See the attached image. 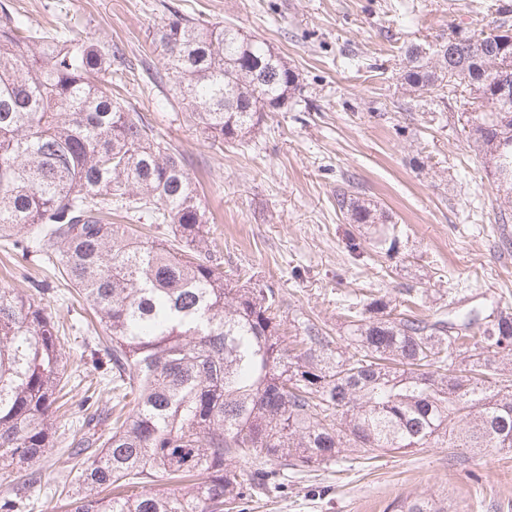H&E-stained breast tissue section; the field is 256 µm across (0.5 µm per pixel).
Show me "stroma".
Listing matches in <instances>:
<instances>
[{
    "mask_svg": "<svg viewBox=\"0 0 512 512\" xmlns=\"http://www.w3.org/2000/svg\"><path fill=\"white\" fill-rule=\"evenodd\" d=\"M1 7L44 25L65 10L90 41L118 43L128 60L161 72L166 61L152 31L173 8L234 24L287 56L303 99L266 118L244 145L209 148L172 102L173 81H131L121 91L188 158L225 269L278 290L285 321L305 313L336 336L348 301L379 291L399 301L409 288L422 292L426 315L453 297L468 308L512 307V249L501 247L496 189L464 129V109L454 93L433 101L401 80L410 44L434 43L455 27L491 31V13L475 12L473 0H0ZM349 184L388 223H349L336 208L337 190ZM391 231L396 253H376L377 238ZM36 280L50 286L42 306L67 327L69 365L91 370L80 317L62 300L65 281L0 241V288L28 293ZM79 417L71 407L52 448L23 466L41 480L35 512H60L50 490L75 463ZM415 497L447 500L458 512H512V452L417 448L367 463L345 456L327 469L289 471L281 492L248 496L238 512H385L394 499Z\"/></svg>",
    "mask_w": 512,
    "mask_h": 512,
    "instance_id": "1",
    "label": "stroma"
}]
</instances>
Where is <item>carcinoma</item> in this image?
Masks as SVG:
<instances>
[{
    "mask_svg": "<svg viewBox=\"0 0 512 512\" xmlns=\"http://www.w3.org/2000/svg\"><path fill=\"white\" fill-rule=\"evenodd\" d=\"M488 34L412 44L401 78L439 98L461 89L475 151L512 207V0L488 6ZM152 43L209 145L244 142L269 112L301 98L288 59L240 28L169 11ZM124 52L63 24L0 20V238L67 280L95 318V375L67 370L59 325L33 295L0 288V470L52 447L63 389L82 387L78 489L65 512H235L247 491L281 485L276 461L328 467L342 452L512 451V312L457 308L422 318L417 302L372 294L347 304L346 335L310 317L290 327L281 298L224 273L185 157L112 93ZM353 224L388 216L348 190ZM147 216L155 234L135 224ZM104 353L107 360L97 357ZM252 464L233 466V460ZM15 478L0 512L35 504ZM387 512H448L432 498Z\"/></svg>",
    "mask_w": 512,
    "mask_h": 512,
    "instance_id": "cac0c4a2",
    "label": "carcinoma"
}]
</instances>
